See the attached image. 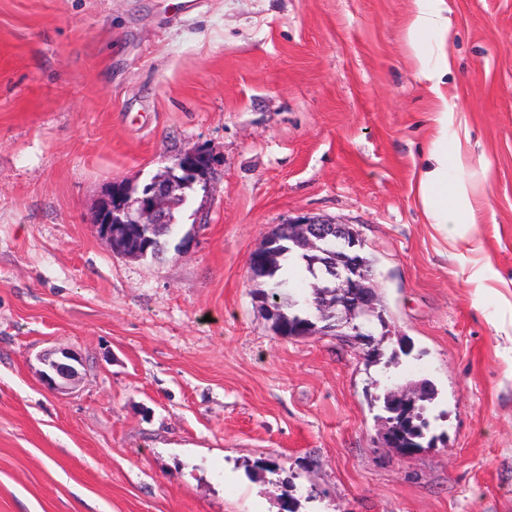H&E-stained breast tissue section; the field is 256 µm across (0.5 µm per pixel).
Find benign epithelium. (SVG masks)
<instances>
[{
    "mask_svg": "<svg viewBox=\"0 0 512 512\" xmlns=\"http://www.w3.org/2000/svg\"><path fill=\"white\" fill-rule=\"evenodd\" d=\"M209 170L208 157L201 151H192L179 155L163 172L150 180L144 193L132 194L112 210V194L105 195L99 204L98 229L101 234L112 240L134 237L130 225L139 227H157L169 223V213L176 205L186 200L185 189L198 180L206 179ZM288 240L304 252L326 250L336 254V266L333 268L335 287L341 289L345 299L333 305L324 306L325 316L336 320L323 325L312 321L302 328L298 335L308 336L319 332L334 336L341 342L350 341L352 336H360L367 345L374 342V330L371 322L382 317L376 303L377 283L375 274L366 268L357 258L363 248L358 235L347 226L315 216H300L288 221ZM279 232L271 231L265 245L255 252L250 260V272H258L277 253ZM49 373L45 374L48 384L57 385L56 379L71 380L77 369L74 365L56 359H46Z\"/></svg>",
    "mask_w": 512,
    "mask_h": 512,
    "instance_id": "7a95c632",
    "label": "benign epithelium"
}]
</instances>
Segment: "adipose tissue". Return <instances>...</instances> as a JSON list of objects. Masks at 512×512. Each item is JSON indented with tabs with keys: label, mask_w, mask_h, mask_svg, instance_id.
<instances>
[{
	"label": "adipose tissue",
	"mask_w": 512,
	"mask_h": 512,
	"mask_svg": "<svg viewBox=\"0 0 512 512\" xmlns=\"http://www.w3.org/2000/svg\"><path fill=\"white\" fill-rule=\"evenodd\" d=\"M448 113H439L437 129L427 150V156L415 174V191L426 212L437 228L471 224L475 221V209L471 200L473 187L467 183L449 184V165H462V149L448 151Z\"/></svg>",
	"instance_id": "ef3b65f1"
}]
</instances>
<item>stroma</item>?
Here are the masks:
<instances>
[{"label": "stroma", "instance_id": "35a3bbf8", "mask_svg": "<svg viewBox=\"0 0 512 512\" xmlns=\"http://www.w3.org/2000/svg\"><path fill=\"white\" fill-rule=\"evenodd\" d=\"M437 6L446 40L410 38L416 0H0V512H512V0ZM445 108L483 199L455 240L413 190ZM194 150L163 258L113 250L110 185ZM305 215L374 259L388 371L255 301L253 253ZM423 380L405 457L372 401ZM423 387L427 389L426 396L421 398V404L415 406L413 408V423H407L403 426V434L406 440L412 441L418 445V448H423L422 440L426 438V433L430 428V421L424 417V411L429 407L430 404L436 398V390L434 386L429 381H422ZM388 443L392 448H398L401 454L409 455L414 453L418 448H399L401 446V441L398 437L391 435L389 437Z\"/></svg>", "mask_w": 512, "mask_h": 512}]
</instances>
